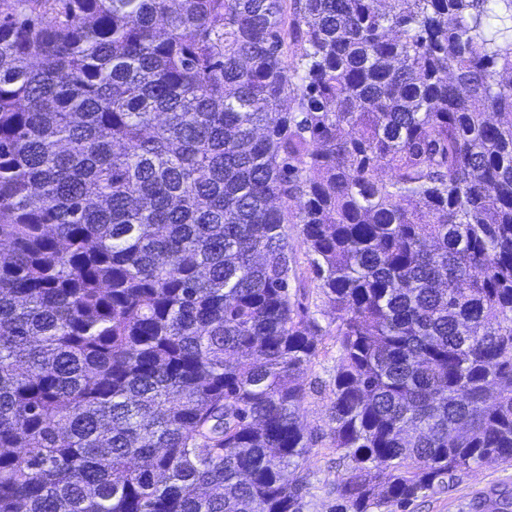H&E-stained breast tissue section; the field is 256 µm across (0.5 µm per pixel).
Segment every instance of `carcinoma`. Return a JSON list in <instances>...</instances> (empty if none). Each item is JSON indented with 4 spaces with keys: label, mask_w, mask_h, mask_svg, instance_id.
<instances>
[{
    "label": "carcinoma",
    "mask_w": 512,
    "mask_h": 512,
    "mask_svg": "<svg viewBox=\"0 0 512 512\" xmlns=\"http://www.w3.org/2000/svg\"><path fill=\"white\" fill-rule=\"evenodd\" d=\"M0 1V512H301L290 224L331 512L512 463V0ZM301 229L300 224H290L287 229L288 243L297 261V273L301 282L297 298L329 333L319 336V356L303 376L306 394L301 404L302 419L314 437L317 434L319 438L312 443L304 465L309 485L302 512H329L333 503L330 491L347 473L349 462L348 459L341 458L344 455L342 450L332 447L328 434L331 378L336 364V346L334 336L331 335L336 332V313L324 305L323 297L307 278L306 244Z\"/></svg>",
    "instance_id": "obj_1"
}]
</instances>
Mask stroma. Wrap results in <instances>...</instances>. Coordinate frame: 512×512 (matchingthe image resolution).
I'll return each mask as SVG.
<instances>
[{"instance_id": "stroma-1", "label": "stroma", "mask_w": 512, "mask_h": 512, "mask_svg": "<svg viewBox=\"0 0 512 512\" xmlns=\"http://www.w3.org/2000/svg\"><path fill=\"white\" fill-rule=\"evenodd\" d=\"M288 243L297 261L301 289L299 301L319 320L325 334L319 345L320 353L303 376L305 398L301 415L309 430L317 434L306 457L308 492L302 512H329L333 503L331 491L348 470V461L341 450L333 448L329 438L328 412L331 404V378L336 364V314L326 307L318 290L310 282L306 263V245L301 227H288ZM497 490L512 494V465L489 463L458 474L447 480L444 487L426 491L405 512H472L477 497Z\"/></svg>"}]
</instances>
